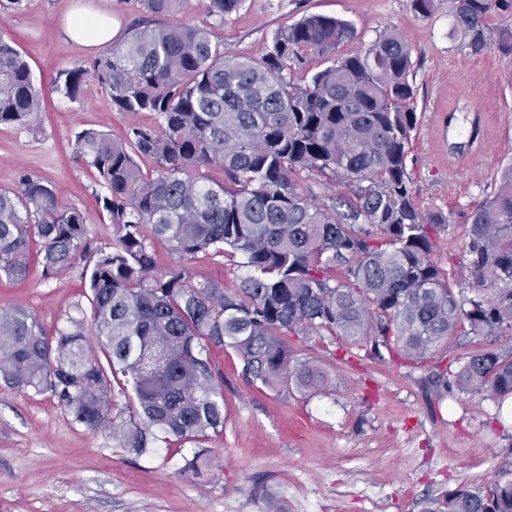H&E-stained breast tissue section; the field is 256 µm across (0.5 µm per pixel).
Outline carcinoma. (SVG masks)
Listing matches in <instances>:
<instances>
[{
	"label": "carcinoma",
	"mask_w": 512,
	"mask_h": 512,
	"mask_svg": "<svg viewBox=\"0 0 512 512\" xmlns=\"http://www.w3.org/2000/svg\"><path fill=\"white\" fill-rule=\"evenodd\" d=\"M145 14L89 71L63 70L56 89L77 101L88 75L117 112L143 117L122 140L88 128L77 159L107 194L112 248L92 249L83 212L23 174L0 188V278L21 281L39 245L44 276L84 258L90 318L65 315L51 338L22 309L0 312V379L48 393L73 420L143 454L170 437L198 444L224 430V393L210 351L234 349L247 381L320 391L325 372L293 361L285 336L340 334L369 358L419 368L451 335L512 336V164L469 216L471 291L455 289L432 256L447 219L424 212L407 157L417 128L413 50L394 30L363 52L335 16L280 28L256 58L224 48L208 25L179 19L188 0H135ZM244 0H208L219 20ZM512 0H454L460 47L512 54ZM156 17H167L164 25ZM320 58L332 64L310 72ZM301 73L303 77L296 78ZM41 91L20 52L0 39V125H32ZM154 161L143 172L137 158ZM347 189L346 210L317 204L306 180ZM176 261L157 270L153 244ZM239 257L225 286L192 266L198 255ZM437 401L459 393L512 396V352L489 347L436 362ZM136 404L118 410L117 397ZM420 512H512V481L461 486Z\"/></svg>",
	"instance_id": "obj_1"
}]
</instances>
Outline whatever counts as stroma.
Listing matches in <instances>:
<instances>
[{"label":"stroma","mask_w":512,"mask_h":512,"mask_svg":"<svg viewBox=\"0 0 512 512\" xmlns=\"http://www.w3.org/2000/svg\"><path fill=\"white\" fill-rule=\"evenodd\" d=\"M206 4L189 0L183 20L211 26L226 48L254 57L276 30L308 14L352 23L353 51L386 29L407 38L419 113L407 160L411 190L423 211L447 218L434 258L467 284L468 215L512 162V55L459 49L450 0H434L425 17L410 0H244L221 21L207 15ZM77 10L111 15L122 35L140 17L134 0H0V38L28 61L43 97L37 124L0 126V188L18 187L24 173L51 182L64 204L84 213L95 247L108 248L113 230L99 203L106 189L76 160L73 141L85 128L124 138L133 119L112 110L96 80L77 102L57 91L59 70L92 68L101 52L66 36L63 21ZM472 102L482 118L481 147L449 159L439 117ZM88 276L81 262L47 280L31 260L26 279L0 278V308L26 310L54 330L85 303ZM286 342L292 359L313 360L325 371L321 391L249 383L235 350H212L226 421L201 446L213 465L200 476L184 468L201 448L195 442L174 438L139 455L74 422L49 394L0 381V512H420L424 498L512 479V426L496 400L464 393L434 408L428 367L362 355L342 362L346 338L325 331Z\"/></svg>","instance_id":"obj_1"}]
</instances>
